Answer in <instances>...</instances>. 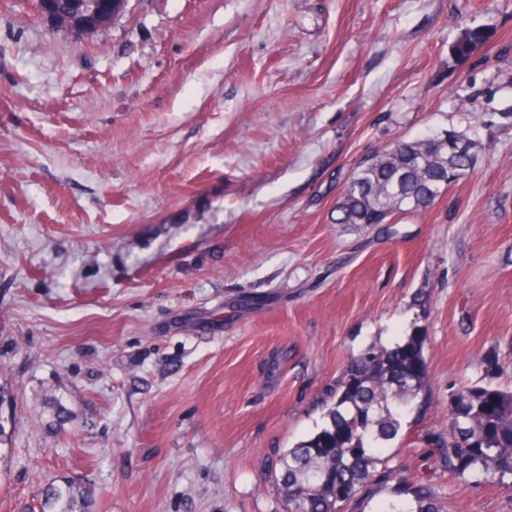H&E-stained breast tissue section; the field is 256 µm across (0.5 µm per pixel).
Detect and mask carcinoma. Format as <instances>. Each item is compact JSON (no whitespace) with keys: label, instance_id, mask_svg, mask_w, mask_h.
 Masks as SVG:
<instances>
[{"label":"carcinoma","instance_id":"obj_1","mask_svg":"<svg viewBox=\"0 0 512 512\" xmlns=\"http://www.w3.org/2000/svg\"><path fill=\"white\" fill-rule=\"evenodd\" d=\"M479 39L476 31L463 33L453 54L467 57ZM477 123L484 124L491 143L493 130L512 128V107ZM463 138L448 129L399 139L360 160L336 203V223L386 224L397 214L429 209L475 166V154L454 147ZM423 349V335L415 332L391 347L370 345L351 360L321 426L272 460L286 512H367L377 492L392 482V498L374 512H444L433 485L397 478L375 455L398 436L403 419L425 405L428 371L418 372L426 366ZM426 460L455 476L511 483L512 391L478 382L454 394L448 443ZM43 498L48 512H89L78 506L69 483L47 485Z\"/></svg>","mask_w":512,"mask_h":512}]
</instances>
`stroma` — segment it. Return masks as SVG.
<instances>
[{
	"label": "stroma",
	"mask_w": 512,
	"mask_h": 512,
	"mask_svg": "<svg viewBox=\"0 0 512 512\" xmlns=\"http://www.w3.org/2000/svg\"><path fill=\"white\" fill-rule=\"evenodd\" d=\"M509 106L512 0H128L81 42L0 0V512L53 481L92 512H284L275 450L417 331L427 404L382 464L512 512L420 439L512 388V130L426 212L334 221L361 159Z\"/></svg>",
	"instance_id": "stroma-1"
}]
</instances>
